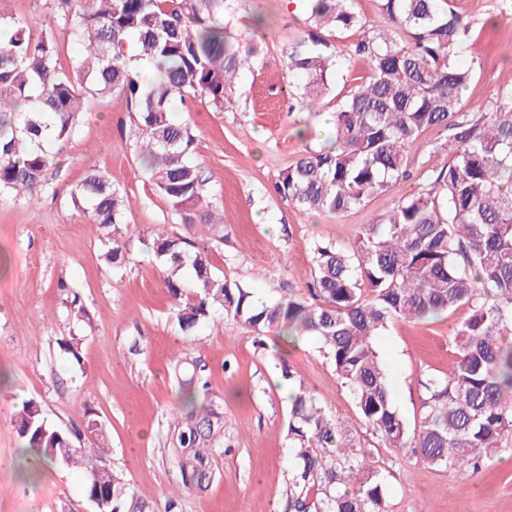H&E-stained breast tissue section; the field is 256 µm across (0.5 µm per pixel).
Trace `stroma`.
<instances>
[{"instance_id":"35a3bbf8","label":"stroma","mask_w":512,"mask_h":512,"mask_svg":"<svg viewBox=\"0 0 512 512\" xmlns=\"http://www.w3.org/2000/svg\"><path fill=\"white\" fill-rule=\"evenodd\" d=\"M481 25L474 50L482 64L469 85V109L486 107L499 89L512 86V18L484 25L496 0H453ZM230 31L241 48H253L249 68L216 109L189 99L174 117L195 136L193 160L207 179V211L222 238L211 261L217 273L239 282L256 298L272 301L282 288L304 285L313 271L318 240L351 246L363 225L391 210L429 180L423 159L444 167L447 151H435V132L420 135L408 176L364 205L333 216L305 211L274 191L280 171L306 148L327 140L326 115L366 76L365 60L349 58L333 92L317 113L295 106L290 90L299 78L282 64L287 44L306 31L304 8L288 0H235ZM264 38L251 42L254 21ZM74 137L59 143L45 188L0 195V512H89L83 469L51 465L26 470V443L15 422L23 402L34 401L58 429L101 424L111 464L148 512H159L179 491L178 512H282L293 457L288 447V385L279 363L323 402L326 411L356 432L379 467L388 512H512V447L486 459L468 482L458 465L434 466L409 448L385 447L363 425L348 389L332 365L303 338L284 344L275 334L257 346L253 332L224 318L182 332L167 270L149 247L151 232L165 225L173 235L196 238L198 225L173 210L141 166L130 136L131 110L124 95L90 99ZM306 137H299V128ZM98 171L128 197L121 232L130 263L113 270L104 259L107 231L88 223L71 193ZM79 294L80 307L70 304ZM459 307L423 321L395 320L374 338L388 375L393 402L408 421L423 414V384L445 376L453 362L450 340L467 318ZM77 342L80 362L61 352ZM182 350L206 367L209 390L198 404L222 413L224 433L211 442L208 486L186 491L170 455L168 414L181 411V389L171 356Z\"/></svg>"}]
</instances>
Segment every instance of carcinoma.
I'll return each instance as SVG.
<instances>
[{
    "label": "carcinoma",
    "instance_id": "carcinoma-1",
    "mask_svg": "<svg viewBox=\"0 0 512 512\" xmlns=\"http://www.w3.org/2000/svg\"><path fill=\"white\" fill-rule=\"evenodd\" d=\"M80 55L68 71L45 18L0 15V194L33 193L56 164L52 146L76 130L87 96L126 95L141 163L161 196L178 212L205 203V178L191 160L194 136L171 116L179 99L205 97L217 109L251 58L229 36L230 0H53ZM382 23H369L354 0H308L309 31L283 52L286 68L303 78L292 95L317 110L350 54L367 76L336 105L328 145L309 148L285 168L276 194L307 211L341 214L407 177L421 133L444 136L452 160L426 188L403 197L381 219L364 225L354 245H314L312 280L260 302L240 283L215 272L209 252L187 237L154 233L156 259L172 272L189 265L192 281H166L186 333L220 311L257 337L275 331L286 342L313 336L349 389L367 430L388 448H412L432 465L460 464L469 480L498 448L512 447V87L489 109L470 110L462 92L480 62L469 52L473 22L450 0H378ZM359 28L354 52L322 30ZM139 48L136 61L127 41ZM74 203L92 224L112 229L104 253L114 269L130 261L119 231L130 201L103 175L90 173ZM466 306L455 330V361L444 378L425 383L424 416L409 427L395 408L373 337L395 319L423 320ZM174 370L208 388L204 369L183 354ZM287 439L294 463L283 512H388L378 468L356 436L326 414L320 400L287 367ZM33 458L81 465L86 495L109 501L106 512H143L126 505L129 488L104 448H75L27 401L16 413ZM224 431L220 413L202 408L171 423L172 455L183 488H201L205 442Z\"/></svg>",
    "mask_w": 512,
    "mask_h": 512
}]
</instances>
